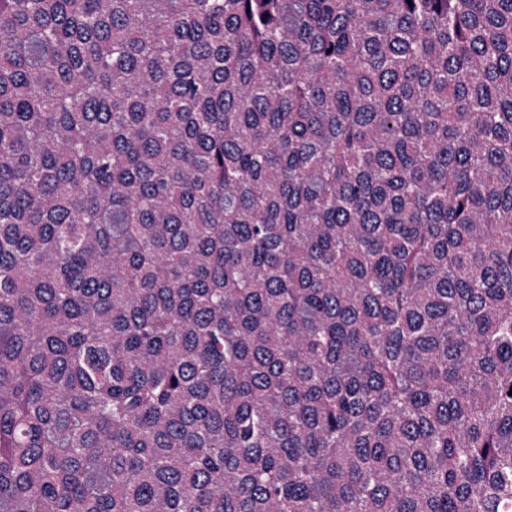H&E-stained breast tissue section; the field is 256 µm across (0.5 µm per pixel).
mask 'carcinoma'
Listing matches in <instances>:
<instances>
[{
    "label": "carcinoma",
    "mask_w": 512,
    "mask_h": 512,
    "mask_svg": "<svg viewBox=\"0 0 512 512\" xmlns=\"http://www.w3.org/2000/svg\"><path fill=\"white\" fill-rule=\"evenodd\" d=\"M0 512H512V0H0Z\"/></svg>",
    "instance_id": "carcinoma-1"
}]
</instances>
